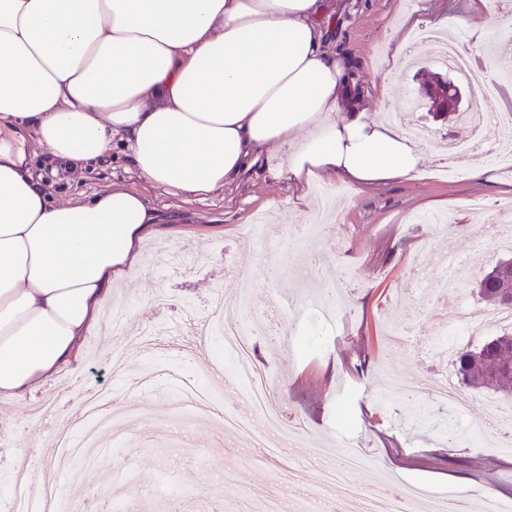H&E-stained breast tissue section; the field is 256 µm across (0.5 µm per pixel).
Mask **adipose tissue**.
Returning <instances> with one entry per match:
<instances>
[{
  "instance_id": "obj_1",
  "label": "adipose tissue",
  "mask_w": 512,
  "mask_h": 512,
  "mask_svg": "<svg viewBox=\"0 0 512 512\" xmlns=\"http://www.w3.org/2000/svg\"><path fill=\"white\" fill-rule=\"evenodd\" d=\"M329 18L325 0H0V126L71 164L123 137L145 181L183 196L231 186L285 145L277 180L418 178L423 148L368 114ZM497 21L491 0H469L442 28L478 45ZM153 222L122 187L56 203L0 150L1 406L79 366Z\"/></svg>"
}]
</instances>
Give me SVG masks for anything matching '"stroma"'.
<instances>
[{"label":"stroma","instance_id":"stroma-1","mask_svg":"<svg viewBox=\"0 0 512 512\" xmlns=\"http://www.w3.org/2000/svg\"><path fill=\"white\" fill-rule=\"evenodd\" d=\"M335 5L329 39L355 61L367 111L383 116L415 101L420 105L417 119L434 139L469 142L470 129L457 123L453 113L435 112L426 95L436 79L449 77L435 63L437 43H422L421 60L401 63L388 99L371 85L373 67L392 59L387 35L404 15L435 28L448 16L464 15L467 0H335ZM0 146L25 149L27 167L57 202L84 201L118 186L142 194L156 215L152 233L141 244L144 262L127 267L112 289L113 304L127 308L125 324L89 333L79 372L62 369L50 385L0 413L17 438L16 452L64 488L74 512H99L103 502L88 500L87 480L70 478L67 466L50 452L59 436L75 433L74 409L91 389L111 394L114 424L102 443L121 439L125 447L113 451L111 465H99L90 478L111 487V498L123 512H163L167 507L218 512L224 498L247 488L258 493L251 502L255 510L266 497L289 510L309 489L335 499V485L323 482L333 462L313 456L309 445L332 449L345 437L355 439L367 459L365 467L349 473V481L394 488L412 484L430 498L464 492L470 512H479L484 494L512 504V452L472 433L487 420L488 402L510 406L512 397L488 388L470 390L472 403L460 416L430 395L452 368L431 354L437 329L450 323L458 300L483 307L470 280L512 250L511 237L483 248L488 217L474 214L469 203L480 199L493 208L512 209V168L478 156L472 170L457 177L437 168L416 180L371 188L324 179L338 216L331 239L343 242L334 251L324 238L285 245L283 231L294 223L301 187L269 177V170L285 160L281 151L264 155L231 187L199 199L145 182L119 142L104 161L77 170L34 146H20L5 132ZM259 215L267 223L257 238L252 224ZM448 248L465 262L467 276L430 266V257ZM324 251L333 269L328 277L307 269L314 254ZM259 256L265 274L258 281V301L271 294L293 298L288 314L270 316L266 330L251 344L253 364L273 376V397L284 415L305 429L307 444L293 441L284 451L296 462L290 473L276 461L260 460L252 436L225 430L211 412L175 426L174 386L142 379L160 367L208 391L219 408L245 406L239 387L216 383L209 375L225 359L222 339L210 331L208 312L220 304L225 322L239 321L237 281L248 276ZM330 281L339 299L332 324L316 321L302 294ZM393 376L424 381L428 390L415 397L395 392L389 386ZM129 456L138 461V478L126 483L120 474ZM233 466L239 473L228 486L224 471Z\"/></svg>","mask_w":512,"mask_h":512}]
</instances>
